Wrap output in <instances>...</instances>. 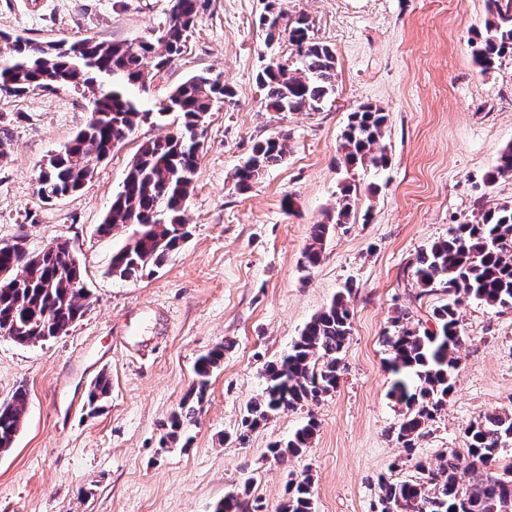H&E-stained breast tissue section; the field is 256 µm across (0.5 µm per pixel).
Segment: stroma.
Listing matches in <instances>:
<instances>
[{"instance_id": "stroma-1", "label": "stroma", "mask_w": 512, "mask_h": 512, "mask_svg": "<svg viewBox=\"0 0 512 512\" xmlns=\"http://www.w3.org/2000/svg\"><path fill=\"white\" fill-rule=\"evenodd\" d=\"M288 17L306 14L319 41L336 51V93L318 112H273L256 74L287 40L267 42L265 0H207L184 52L144 95L154 107L188 76L224 78L233 98L210 113L184 218L191 235L155 274L120 280L113 251L130 232L98 233L112 194L139 146L172 122L139 124L81 191L46 203L39 168L89 119L86 98L39 89L0 96L10 150L0 158V244L25 237L38 252L69 240L84 271L89 306L67 333L20 345L0 336V402L28 391L23 426L0 453V512H213L230 492H246L261 512H277L289 479L309 476L315 512H372L377 478L414 476L463 450L480 415L512 411V309L462 300L464 341L455 388L444 410L406 454L391 432L405 408L389 390L383 335L397 309L427 321L446 294L420 295L409 263L452 225L512 203V177L485 184L512 144V56L487 72L469 40L488 14L486 0H280ZM171 0H0V31L38 41L93 37L114 43L154 38ZM390 115L387 168L345 172L339 142L358 104ZM290 135L285 161L245 194L233 175L252 145ZM360 192L350 223L327 240L324 257L301 269L311 225L325 222L341 181ZM485 191H477V184ZM34 222H24L25 214ZM357 285L339 388L323 400L273 414L245 431L246 406L263 372L347 282ZM226 350L184 438L164 426L195 380L199 356ZM112 391L98 413L87 393L100 374ZM310 448L285 463L268 449L308 419Z\"/></svg>"}]
</instances>
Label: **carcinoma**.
Masks as SVG:
<instances>
[{
  "label": "carcinoma",
  "instance_id": "obj_1",
  "mask_svg": "<svg viewBox=\"0 0 512 512\" xmlns=\"http://www.w3.org/2000/svg\"><path fill=\"white\" fill-rule=\"evenodd\" d=\"M276 5L277 0H268L262 17L266 40L273 42L286 34L295 58L270 59L258 72L264 105L275 112H318L336 92V54L314 37L308 16L302 14L284 24L285 15ZM204 7L205 0H173L169 19L155 41L138 44H110L92 38L37 43L0 32V43L12 45L10 54L0 57V81L6 76L12 81L8 95L20 97L37 87L70 89L77 66L82 89L93 96L101 93L86 125L41 169L37 194L44 202L79 191L85 184L82 172L86 166L98 162L104 153L111 154L118 136L132 132L140 121L169 114L178 119L167 135L140 146L121 189L112 195L106 218L98 225V233L103 235L120 226H132L142 233L136 248L124 246L112 254L111 273L121 280L154 273L187 238L183 214L200 163L206 119L233 97V89L223 78L201 73L174 87L155 109L143 105L150 80L184 51ZM470 47L473 63L482 71L512 55V0H488V17L483 29L470 39ZM388 122L389 113L373 104H361L349 113L339 144L346 169L387 166L389 158L381 142ZM287 155L286 133L254 143L234 174L235 187L242 193L250 190ZM498 176H512V145L502 150L494 172L483 184ZM354 192L355 185H343L327 222L310 227L303 270L318 266L333 229L350 223ZM409 268L421 294L442 290L453 297L432 309L435 329L422 326L415 321L413 310L403 307L393 320V330L383 335L391 355L390 394L406 408L393 433L408 453L427 434L454 388V352L463 341L458 317L461 299H474L490 308H512V204L499 205L455 225L447 238L421 248ZM81 280V264L66 240L58 239L39 252L29 251L23 241L14 243L11 250L1 249L0 328H22L11 337L20 345L66 333L87 311L88 294L77 286ZM355 293L352 284L338 292L306 323L288 353L267 366L262 392L246 408V428L252 430L279 410L302 407L336 391L351 335ZM223 359L224 345L220 344L197 360L196 379L171 415L163 439L179 438L185 421L195 416V406L206 396L211 373ZM110 391L109 377H97L88 392L90 410L100 408ZM26 403L27 391L22 386L9 401L0 403L1 453L12 448L23 425ZM316 430L317 423L310 420L288 441L272 444L270 453L282 462L296 457L310 447ZM464 436V455L450 452L436 466L417 462L422 478H380L376 512H512V465L500 475L493 472L502 453L512 445V413L481 416L469 423ZM463 466L474 474L468 487L458 478ZM244 495L243 491L224 496L213 512H257L258 506ZM280 512H313L310 478L288 483Z\"/></svg>",
  "mask_w": 512,
  "mask_h": 512
}]
</instances>
